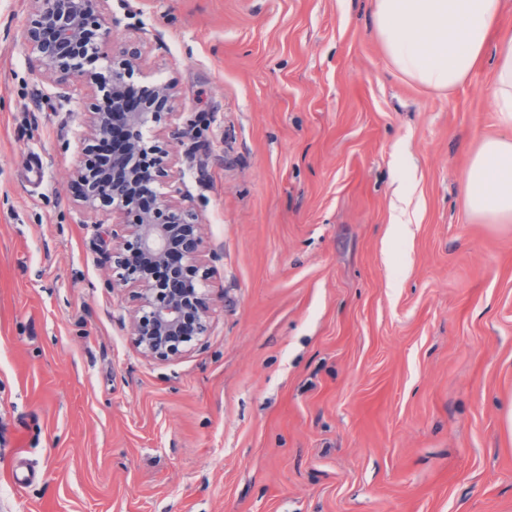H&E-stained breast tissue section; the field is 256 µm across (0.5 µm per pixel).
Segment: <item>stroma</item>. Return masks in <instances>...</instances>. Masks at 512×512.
<instances>
[{"mask_svg":"<svg viewBox=\"0 0 512 512\" xmlns=\"http://www.w3.org/2000/svg\"><path fill=\"white\" fill-rule=\"evenodd\" d=\"M28 11L0 0V512H512V223L464 194L512 133L492 55L439 91L370 0H110L102 52L178 91L160 191L208 270L207 336L156 360L72 189L91 95Z\"/></svg>","mask_w":512,"mask_h":512,"instance_id":"obj_1","label":"stroma"}]
</instances>
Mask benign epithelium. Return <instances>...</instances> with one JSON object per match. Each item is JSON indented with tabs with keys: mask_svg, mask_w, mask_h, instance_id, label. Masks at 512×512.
I'll return each mask as SVG.
<instances>
[{
	"mask_svg": "<svg viewBox=\"0 0 512 512\" xmlns=\"http://www.w3.org/2000/svg\"><path fill=\"white\" fill-rule=\"evenodd\" d=\"M25 29L28 51L57 82L80 78L102 94L104 105L87 112L86 139L98 148L85 154L73 171L72 187L81 208L91 214L110 208L120 233L112 263L121 285L136 290L135 340L142 354L167 359L207 334L210 298L198 291L202 237L198 216L181 202L157 193L168 177L165 141L145 132L161 113L177 115V92L167 83L147 89L138 101L127 90L141 56L129 45L111 59L106 72L87 68L100 59L99 43L109 30L95 20L108 0H30ZM158 265L168 277L154 278Z\"/></svg>",
	"mask_w": 512,
	"mask_h": 512,
	"instance_id": "1",
	"label": "benign epithelium"
}]
</instances>
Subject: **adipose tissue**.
Here are the masks:
<instances>
[{"mask_svg": "<svg viewBox=\"0 0 512 512\" xmlns=\"http://www.w3.org/2000/svg\"><path fill=\"white\" fill-rule=\"evenodd\" d=\"M374 34L393 67L419 85H461L487 45L497 55L490 96L512 119V33L501 31L505 0H371ZM465 200L482 224L512 223V136L485 138L466 170Z\"/></svg>", "mask_w": 512, "mask_h": 512, "instance_id": "adipose-tissue-1", "label": "adipose tissue"}]
</instances>
